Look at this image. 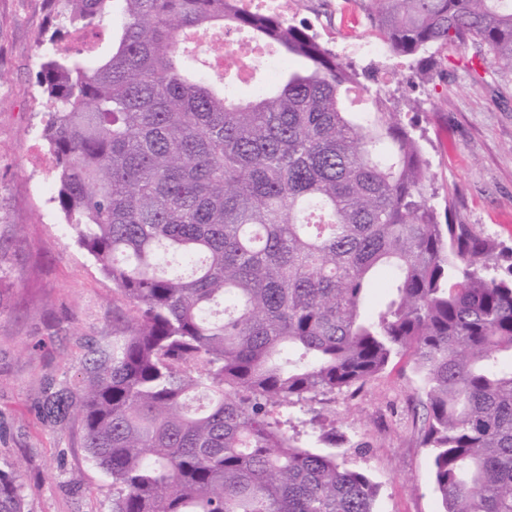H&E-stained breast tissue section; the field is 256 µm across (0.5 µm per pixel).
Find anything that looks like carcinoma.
Wrapping results in <instances>:
<instances>
[{
	"mask_svg": "<svg viewBox=\"0 0 512 512\" xmlns=\"http://www.w3.org/2000/svg\"><path fill=\"white\" fill-rule=\"evenodd\" d=\"M36 85L52 202L130 306L48 413L82 420L112 512H375L344 453L294 444L272 408L422 376L440 512H512V264L443 224L413 131L316 35L240 0H44ZM387 52L486 48L512 74V0H370ZM118 14L106 56L58 48ZM247 31L302 67L244 100L192 31ZM389 273L373 315L366 293ZM0 512L23 491L0 470Z\"/></svg>",
	"mask_w": 512,
	"mask_h": 512,
	"instance_id": "1",
	"label": "carcinoma"
}]
</instances>
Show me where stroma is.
Here are the masks:
<instances>
[{"instance_id":"obj_1","label":"stroma","mask_w":512,"mask_h":512,"mask_svg":"<svg viewBox=\"0 0 512 512\" xmlns=\"http://www.w3.org/2000/svg\"><path fill=\"white\" fill-rule=\"evenodd\" d=\"M368 7L288 0L284 17L373 75L429 161L437 211L512 250V75L470 43L443 47L427 82L409 59L349 54L348 44L376 37ZM48 28L44 0H0V469L16 475L25 512H110L112 478L87 453L81 419L42 414L48 394L76 390L89 348L111 343L117 314L129 311L51 201L55 169L35 83ZM420 388L402 357L354 394L293 400L274 415L304 448L318 447L311 420L325 415L348 466L378 484L377 512H437Z\"/></svg>"}]
</instances>
